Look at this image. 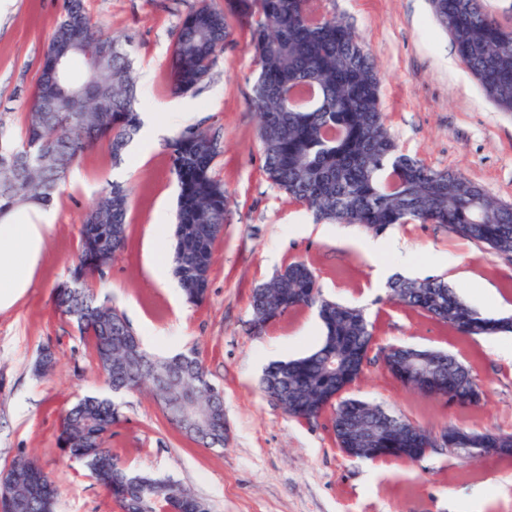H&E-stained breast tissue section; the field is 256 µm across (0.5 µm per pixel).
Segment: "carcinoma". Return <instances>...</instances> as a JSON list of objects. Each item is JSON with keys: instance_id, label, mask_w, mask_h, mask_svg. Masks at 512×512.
<instances>
[{"instance_id": "obj_1", "label": "carcinoma", "mask_w": 512, "mask_h": 512, "mask_svg": "<svg viewBox=\"0 0 512 512\" xmlns=\"http://www.w3.org/2000/svg\"><path fill=\"white\" fill-rule=\"evenodd\" d=\"M332 0H224L218 9L199 0L173 35L168 81L171 91H193L211 74L224 42L238 30L248 37L257 76L249 104L258 114V138L267 180L312 210L319 221L358 224L375 234L395 224H443L462 238L512 256V205L487 195L477 183L450 170H436L401 151L389 132L380 101L382 77L363 39L348 20L329 9ZM434 21L485 96L512 112V27L494 19L482 0H429ZM70 55L103 52L75 108L49 78L48 58L25 116L22 135L0 142V217L23 205L49 206L74 163L105 140L121 160L141 128L136 77L122 40L104 31L83 0H66L46 50ZM177 179L176 245L173 272L186 299L199 302L208 288L213 244L224 230L228 197L212 175L220 154L216 134L188 127L168 142ZM131 189L114 182L84 215L79 253L69 276L79 288L54 289L57 310L88 342L114 392L147 386L162 399L169 381L180 380L198 408L213 406L205 445L224 446V405L197 356L181 353L151 358L124 315L101 302L89 280L122 250ZM399 302L453 326L466 336L512 334V317L488 318L467 306L440 279L398 278L390 283ZM315 306L325 334L312 353L269 364L263 391L288 405V415L311 420L326 410L336 417V441L350 448L420 447V436H402L410 422L390 420L379 406L346 396L360 377L372 345L362 310L322 297L316 277L295 262L254 289L252 322L261 326L283 308ZM439 363L433 382L448 400L464 403L474 379L455 356L433 351ZM363 418L369 440L355 443L343 428ZM120 422L112 398L87 395L62 416L59 444L119 503L121 512H209L192 491L169 479L134 473L105 447ZM448 438L474 457L512 455V434L474 433L452 426ZM14 476L0 512H54L57 486L41 481L42 469L26 456L9 466Z\"/></svg>"}]
</instances>
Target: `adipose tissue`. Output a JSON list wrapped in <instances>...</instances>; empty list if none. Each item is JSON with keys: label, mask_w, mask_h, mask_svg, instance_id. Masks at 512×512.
Listing matches in <instances>:
<instances>
[{"label": "adipose tissue", "mask_w": 512, "mask_h": 512, "mask_svg": "<svg viewBox=\"0 0 512 512\" xmlns=\"http://www.w3.org/2000/svg\"><path fill=\"white\" fill-rule=\"evenodd\" d=\"M49 227V215L37 205L0 217V308L28 288Z\"/></svg>", "instance_id": "ef3b65f1"}]
</instances>
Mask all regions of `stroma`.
<instances>
[{
  "label": "stroma",
  "instance_id": "35a3bbf8",
  "mask_svg": "<svg viewBox=\"0 0 512 512\" xmlns=\"http://www.w3.org/2000/svg\"><path fill=\"white\" fill-rule=\"evenodd\" d=\"M64 0H9L0 12V119L19 138L38 69ZM198 0H85L93 20L121 36L137 73L138 108L166 124L167 135L200 126L221 153L212 174L229 199L214 245L205 298L188 302L169 269L172 244L156 226L175 224L177 180L165 141L135 136L113 161L97 144L76 163L49 207L53 217L29 288L0 309V473L26 455L58 485L55 512H120L116 502L58 445L62 414L78 397L112 395L123 420L106 445L131 470L190 488L210 512H512V455L467 459L433 452L417 462L346 457L334 415L297 421L260 389L264 368L302 356L320 342L316 308L300 306L251 326V295L295 261L314 272L324 297L363 309L373 343L348 396L374 402L414 425L437 431L512 433V335L464 336L448 324L391 299L390 276L441 278L469 307L486 299L512 310V257L439 224H397L383 231L398 253L369 256L368 234L354 224L316 222L263 172L257 117L248 96L256 66L248 39L233 33L199 89L176 95L167 80L172 38ZM384 77L385 123L401 150L434 169L456 171L494 199L512 204V112L499 111L435 24L428 0H336ZM133 189L124 249L89 286L125 316L157 356L195 351L224 395V445L207 448L172 427L147 389L112 393L90 348L53 303L79 247L85 211L109 184ZM393 345L443 350L470 369L485 390L475 405L424 396L394 378L383 354ZM50 349L55 363L38 373Z\"/></svg>",
  "mask_w": 512,
  "mask_h": 512
}]
</instances>
